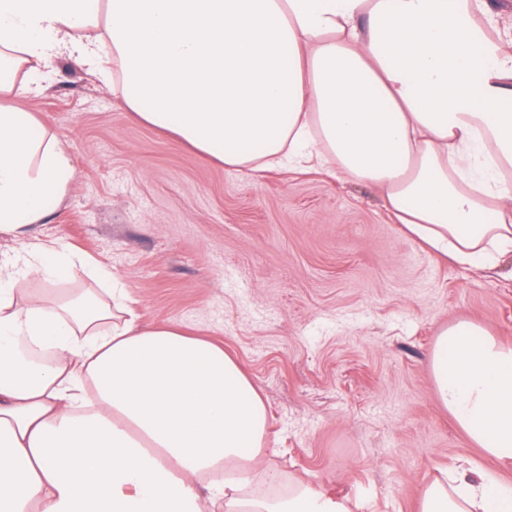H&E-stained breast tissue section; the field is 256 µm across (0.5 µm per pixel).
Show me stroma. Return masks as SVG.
<instances>
[{
    "label": "stroma",
    "instance_id": "stroma-1",
    "mask_svg": "<svg viewBox=\"0 0 512 512\" xmlns=\"http://www.w3.org/2000/svg\"><path fill=\"white\" fill-rule=\"evenodd\" d=\"M25 107L74 167L33 225L38 249L110 269L143 323L171 320L221 343L260 391L278 491L304 480L360 512H419L440 470L512 485L439 403L431 354L472 321L512 343V262L499 275L407 235L380 191L327 162L237 170L134 119L103 80L60 60Z\"/></svg>",
    "mask_w": 512,
    "mask_h": 512
}]
</instances>
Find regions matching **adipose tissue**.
I'll list each match as a JSON object with an SVG mask.
<instances>
[{
  "label": "adipose tissue",
  "mask_w": 512,
  "mask_h": 512,
  "mask_svg": "<svg viewBox=\"0 0 512 512\" xmlns=\"http://www.w3.org/2000/svg\"><path fill=\"white\" fill-rule=\"evenodd\" d=\"M65 55L111 69L127 111L203 156L321 157L492 271L512 254V52L486 0H0V233L20 244L0 259V512H354L303 483L269 491L267 408L222 345L143 324L102 265L25 245L74 177L23 104ZM479 156L488 175L467 179ZM431 370L440 405L511 464L512 345L461 320ZM420 512H512V486L464 470Z\"/></svg>",
  "instance_id": "obj_1"
}]
</instances>
